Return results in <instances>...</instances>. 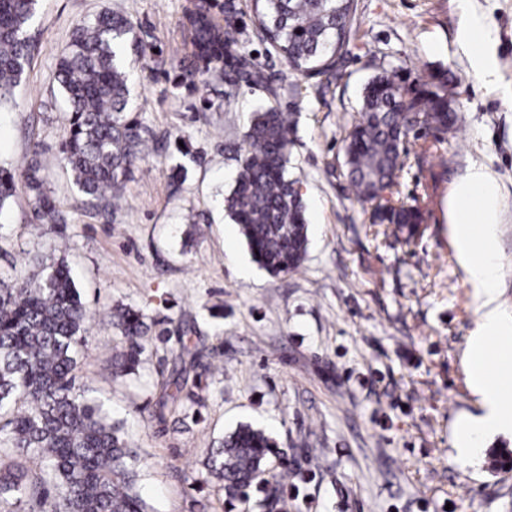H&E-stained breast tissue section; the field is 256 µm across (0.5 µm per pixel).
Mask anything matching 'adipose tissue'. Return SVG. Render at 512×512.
<instances>
[{
	"label": "adipose tissue",
	"mask_w": 512,
	"mask_h": 512,
	"mask_svg": "<svg viewBox=\"0 0 512 512\" xmlns=\"http://www.w3.org/2000/svg\"><path fill=\"white\" fill-rule=\"evenodd\" d=\"M470 62L487 76L494 62L487 52V24L472 16L461 33ZM500 187L480 163L472 164L448 200V221L454 226L455 243L467 260V274L475 289L480 322L468 351L469 371L483 408L482 415L462 419L455 432L460 460H474L481 436L512 428V322L496 305L495 266L492 245L498 222Z\"/></svg>",
	"instance_id": "obj_1"
}]
</instances>
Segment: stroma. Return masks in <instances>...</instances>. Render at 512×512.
I'll return each instance as SVG.
<instances>
[{
  "mask_svg": "<svg viewBox=\"0 0 512 512\" xmlns=\"http://www.w3.org/2000/svg\"><path fill=\"white\" fill-rule=\"evenodd\" d=\"M196 2L40 0L39 47L0 105V165L22 175L33 143L43 145L45 189L67 221L36 219L18 189L0 219V270L61 254L75 268L92 313L77 384L145 457L137 490L155 512H255L200 477L209 448L242 424L264 429L308 473L288 512L301 499L305 512H512V467L499 457L512 452V429L487 435L470 464L456 458L457 422L481 413L467 366L479 313L448 224L454 184L483 163L500 185L495 286L512 317V0H357L339 76H296L299 94L279 100L296 121L289 174L308 225L304 261L279 276L253 262L224 213L250 113L266 94L244 85L230 106L221 81L181 86L192 60L182 19ZM106 10L148 29L159 51L133 82L138 117L161 140L131 168L107 219L77 202L61 167L54 80L58 49ZM473 13L489 28L491 77L460 43ZM384 69L447 71L458 115L444 159L400 174L402 199L425 209L408 232L373 223L344 165L361 90ZM180 165L187 179L176 187ZM117 304L143 310L149 327L136 373L122 378L112 365L128 343L99 318ZM186 345L200 401L160 412V384L177 375Z\"/></svg>",
  "mask_w": 512,
  "mask_h": 512,
  "instance_id": "stroma-1",
  "label": "stroma"
}]
</instances>
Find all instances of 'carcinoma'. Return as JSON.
I'll return each instance as SVG.
<instances>
[{"mask_svg":"<svg viewBox=\"0 0 512 512\" xmlns=\"http://www.w3.org/2000/svg\"><path fill=\"white\" fill-rule=\"evenodd\" d=\"M39 0H0V105L12 100L34 49L31 26ZM356 0H251L254 34L298 74L332 75L345 61ZM237 0H224V23L200 6L186 15L193 30L194 67L182 81L196 85L211 70L224 73V98L241 83L260 87L266 103L252 112L246 152L224 210L238 225L253 260L273 275L296 271L307 251V224L298 181L288 176L294 113L278 106L281 90L296 88L242 51L245 27ZM146 30L112 11L77 26L58 52L55 80L63 96L68 136L62 164L80 204L107 210L127 173L151 149L153 132L129 117L130 75L146 53ZM457 122L448 103V77L430 73L412 84L396 70H382L363 88L359 118L345 139L347 176L362 201L373 205L376 224L400 230L423 223L418 205L399 198L398 173L410 158L431 153L423 143L410 154V139L424 130L442 133ZM42 148L34 145L24 178L35 215L65 223L44 190ZM15 175L0 167V214L11 202ZM109 322L129 342L115 376L140 363L148 325L140 309L116 306ZM89 334L88 314L73 271L61 258L29 274L0 271V512H153L136 490L135 460L121 426L103 405L76 386L79 351ZM161 386L160 408L195 402L184 373ZM275 442L262 429L243 425L218 441L203 462L206 476L232 499L256 497L259 512H288L280 481L261 478Z\"/></svg>","mask_w":512,"mask_h":512,"instance_id":"obj_1","label":"carcinoma"}]
</instances>
